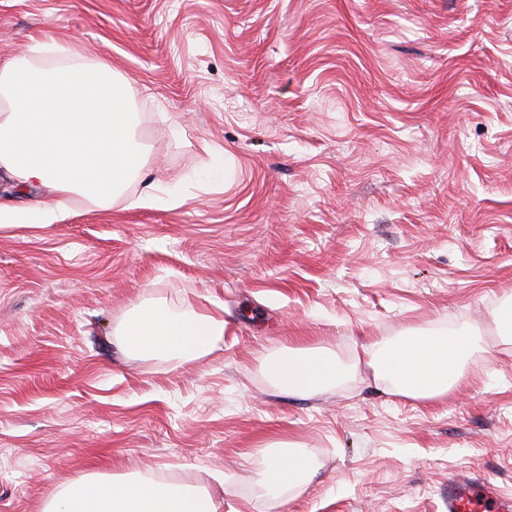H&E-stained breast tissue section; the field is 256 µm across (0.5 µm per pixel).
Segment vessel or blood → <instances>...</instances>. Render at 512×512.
I'll list each match as a JSON object with an SVG mask.
<instances>
[{
  "label": "vessel or blood",
  "instance_id": "b4317fda",
  "mask_svg": "<svg viewBox=\"0 0 512 512\" xmlns=\"http://www.w3.org/2000/svg\"><path fill=\"white\" fill-rule=\"evenodd\" d=\"M448 512H512V496L472 472L459 471L448 478Z\"/></svg>",
  "mask_w": 512,
  "mask_h": 512
}]
</instances>
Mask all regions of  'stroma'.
Instances as JSON below:
<instances>
[{
  "label": "stroma",
  "instance_id": "35a3bbf8",
  "mask_svg": "<svg viewBox=\"0 0 512 512\" xmlns=\"http://www.w3.org/2000/svg\"><path fill=\"white\" fill-rule=\"evenodd\" d=\"M14 54L111 62L148 164L109 209L0 225V512L89 475L222 512H447L461 469L512 494V0H0ZM149 183L155 205L129 207ZM151 300L223 317V345L133 352ZM459 330L480 343L442 398L389 394L362 355ZM286 345L347 373L279 393ZM271 442L319 467L274 503Z\"/></svg>",
  "mask_w": 512,
  "mask_h": 512
}]
</instances>
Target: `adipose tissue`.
Masks as SVG:
<instances>
[{
	"label": "adipose tissue",
	"instance_id": "ef3b65f1",
	"mask_svg": "<svg viewBox=\"0 0 512 512\" xmlns=\"http://www.w3.org/2000/svg\"><path fill=\"white\" fill-rule=\"evenodd\" d=\"M133 87L108 62L92 69L33 67L23 57H0V174L25 194L19 205L0 209L1 224H54L67 202L80 195L106 210L114 196L140 174L144 153L133 134L128 105ZM51 189L50 200L30 199ZM123 334L139 353L190 361L224 341V320L213 315L176 314L153 304L128 321ZM473 346L471 336L440 332L373 340L362 352L393 393L436 399L462 378L460 366ZM343 365L330 352L286 347L268 364L273 384L284 393L313 396L343 378ZM260 483L267 500L309 482L318 467L303 450L277 446L263 457ZM47 512H219L206 494L151 480L117 482L105 477L70 485Z\"/></svg>",
	"mask_w": 512,
	"mask_h": 512
}]
</instances>
